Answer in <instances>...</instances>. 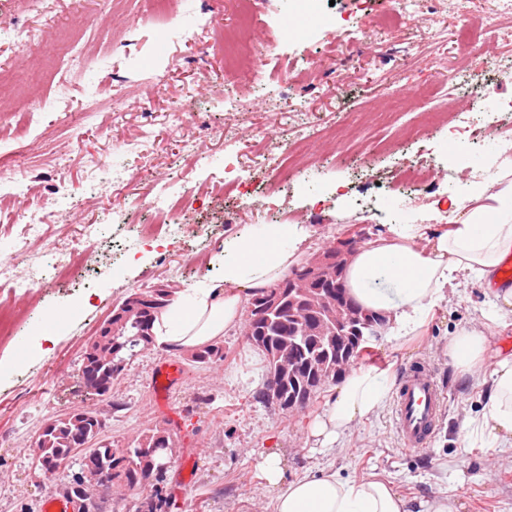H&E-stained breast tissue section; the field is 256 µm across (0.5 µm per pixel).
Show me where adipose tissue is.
<instances>
[{
    "label": "adipose tissue",
    "instance_id": "obj_1",
    "mask_svg": "<svg viewBox=\"0 0 512 512\" xmlns=\"http://www.w3.org/2000/svg\"><path fill=\"white\" fill-rule=\"evenodd\" d=\"M453 213L451 226L399 224L394 234L365 244L351 258L345 278L349 295L381 315L387 342L402 344L426 327L433 309L447 296L459 274L494 279L502 258L512 253V179L496 190L473 186L467 201H436ZM313 231L309 224H251L224 244V274L204 287L174 294L153 323L157 346L193 350L219 341L242 327L247 302L293 264ZM483 326H463L449 337L448 360L461 379H482L487 402L479 418L466 421L471 437L491 448L512 447V354L489 362L490 332L512 318V289L495 293ZM393 381L374 367L357 366L310 429L314 443H336L357 424L385 407ZM273 493V512H415L389 481L371 476L343 478L321 469L286 480L281 460L267 452L259 464Z\"/></svg>",
    "mask_w": 512,
    "mask_h": 512
}]
</instances>
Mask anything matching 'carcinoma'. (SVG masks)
Returning a JSON list of instances; mask_svg holds the SVG:
<instances>
[{"mask_svg": "<svg viewBox=\"0 0 512 512\" xmlns=\"http://www.w3.org/2000/svg\"><path fill=\"white\" fill-rule=\"evenodd\" d=\"M328 262L312 270L306 259L292 266L278 281L250 299L245 326L251 336L263 341L261 351L266 374L279 371L285 395L297 393L303 386H314L317 379L336 382L354 362L366 360L369 345L352 350L343 357L348 337L336 305L352 309L348 325H361L364 309L349 296L344 284L348 259L339 256L336 245L322 251ZM173 287L161 284L151 290L132 293L116 305L95 340L86 349L84 359L93 365L96 377L80 375L86 388L100 394L99 388H112L113 359L129 360L153 345L152 323L168 304ZM224 361V346L217 343L191 351L190 361L209 364L213 358ZM105 422L92 410L65 412L53 419L50 427H41L34 442L33 459L38 465L46 460L64 462L78 437L84 438L88 451L95 452L112 465V480L134 491L158 473L161 455L170 441L163 426L141 433L127 446H119L104 434Z\"/></svg>", "mask_w": 512, "mask_h": 512, "instance_id": "carcinoma-1", "label": "carcinoma"}]
</instances>
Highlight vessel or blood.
Instances as JSON below:
<instances>
[{"mask_svg": "<svg viewBox=\"0 0 512 512\" xmlns=\"http://www.w3.org/2000/svg\"><path fill=\"white\" fill-rule=\"evenodd\" d=\"M444 404L443 392L430 367L417 365L401 379L395 401V429L405 447L425 448Z\"/></svg>", "mask_w": 512, "mask_h": 512, "instance_id": "obj_1", "label": "vessel or blood"}]
</instances>
